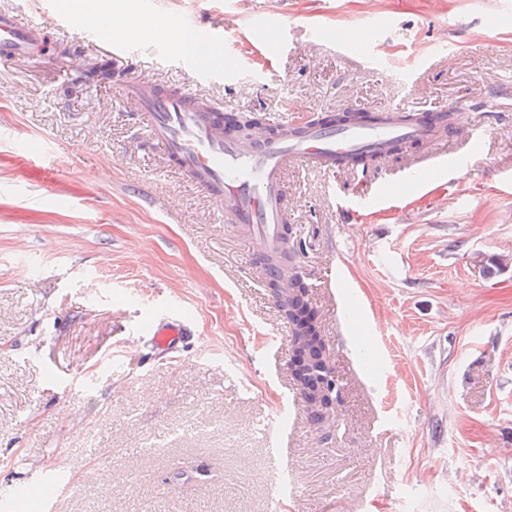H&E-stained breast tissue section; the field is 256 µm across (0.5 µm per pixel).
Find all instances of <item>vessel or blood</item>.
Returning <instances> with one entry per match:
<instances>
[{
    "mask_svg": "<svg viewBox=\"0 0 512 512\" xmlns=\"http://www.w3.org/2000/svg\"><path fill=\"white\" fill-rule=\"evenodd\" d=\"M42 25L0 10V59L38 51ZM124 94L138 105L148 143L166 155L200 188L226 220L257 238L262 253L277 250L288 226V174L308 167L331 172L361 153L368 161L396 141L428 143L441 137L432 112L388 110L380 120L342 127L322 126L317 117L266 121L265 131L242 143L224 130V109L197 94L164 91L128 67Z\"/></svg>",
    "mask_w": 512,
    "mask_h": 512,
    "instance_id": "b4317fda",
    "label": "vessel or blood"
}]
</instances>
